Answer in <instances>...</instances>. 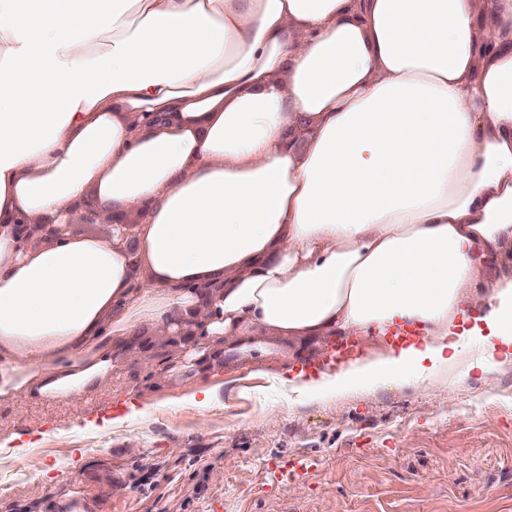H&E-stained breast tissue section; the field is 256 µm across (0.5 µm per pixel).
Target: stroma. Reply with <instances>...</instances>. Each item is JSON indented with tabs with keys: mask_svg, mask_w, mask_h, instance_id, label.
Instances as JSON below:
<instances>
[{
	"mask_svg": "<svg viewBox=\"0 0 512 512\" xmlns=\"http://www.w3.org/2000/svg\"><path fill=\"white\" fill-rule=\"evenodd\" d=\"M333 336L215 338L192 369L169 367L168 336L141 325L110 392L78 405L13 409L0 425V512H512V363L486 377L449 376L423 394L410 381L342 399L289 401L281 375L317 377ZM205 387L219 403L206 427L181 400ZM168 400L120 428L128 401ZM136 437L138 454L126 451ZM87 449L79 457V449ZM312 461L277 476L284 458ZM52 468L53 479H35Z\"/></svg>",
	"mask_w": 512,
	"mask_h": 512,
	"instance_id": "35a3bbf8",
	"label": "stroma"
}]
</instances>
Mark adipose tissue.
<instances>
[{"mask_svg": "<svg viewBox=\"0 0 512 512\" xmlns=\"http://www.w3.org/2000/svg\"><path fill=\"white\" fill-rule=\"evenodd\" d=\"M89 199L111 236L63 231ZM510 240L512 0H0L1 405L105 392L197 315L415 328L288 388L427 393L512 363Z\"/></svg>", "mask_w": 512, "mask_h": 512, "instance_id": "1", "label": "adipose tissue"}]
</instances>
